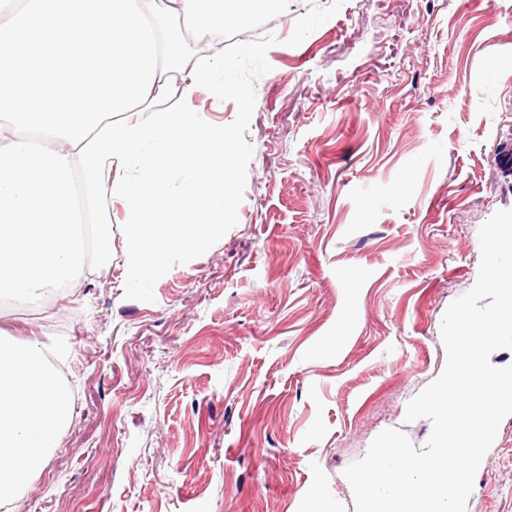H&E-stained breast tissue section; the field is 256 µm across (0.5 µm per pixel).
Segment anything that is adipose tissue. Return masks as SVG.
Returning <instances> with one entry per match:
<instances>
[{"label":"adipose tissue","mask_w":512,"mask_h":512,"mask_svg":"<svg viewBox=\"0 0 512 512\" xmlns=\"http://www.w3.org/2000/svg\"><path fill=\"white\" fill-rule=\"evenodd\" d=\"M53 346L18 343L0 331V502L12 501L43 468L69 424L72 402Z\"/></svg>","instance_id":"adipose-tissue-1"}]
</instances>
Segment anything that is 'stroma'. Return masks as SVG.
<instances>
[{"label": "stroma", "instance_id": "35a3bbf8", "mask_svg": "<svg viewBox=\"0 0 512 512\" xmlns=\"http://www.w3.org/2000/svg\"><path fill=\"white\" fill-rule=\"evenodd\" d=\"M255 83L238 223L150 302L112 259L0 306L74 405L13 512H355L343 472L446 362L443 315L512 209V0H290ZM467 512H512V416Z\"/></svg>", "mask_w": 512, "mask_h": 512}]
</instances>
